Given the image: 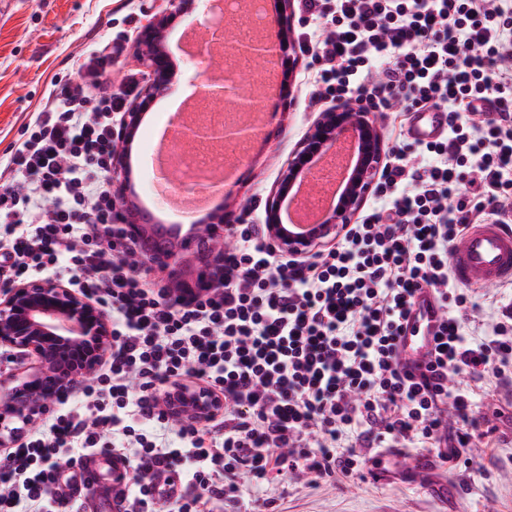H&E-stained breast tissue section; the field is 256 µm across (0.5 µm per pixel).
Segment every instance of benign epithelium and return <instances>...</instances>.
<instances>
[{
    "instance_id": "obj_1",
    "label": "benign epithelium",
    "mask_w": 512,
    "mask_h": 512,
    "mask_svg": "<svg viewBox=\"0 0 512 512\" xmlns=\"http://www.w3.org/2000/svg\"><path fill=\"white\" fill-rule=\"evenodd\" d=\"M165 8L154 15L137 38V54L148 71L149 82L138 100L124 113L121 136L131 140L144 115L155 99L168 93L176 80V72L165 50L167 28L177 19L190 16L188 5L193 0H164ZM277 28L276 38L260 34L241 43H231L225 50L238 57L262 61L273 69L279 64L295 61L293 30L284 12L267 19ZM202 100L209 104L221 100L233 110L251 108V98L240 92V81L225 77L219 84H199ZM261 128L245 125L213 126L209 129H190L185 139L192 143L217 139L225 143L253 140ZM362 142V155L350 181L343 202L319 227L303 235L288 232L282 219V202L300 175L311 169L315 157L329 154L336 143L351 136ZM386 158L383 133L365 105L351 100L321 113L288 160L275 192L265 207L266 231L280 252L286 256H306L336 242V232L351 223L368 197L373 194ZM129 170L123 159L112 165V195L119 201V223L125 226L126 236L141 243L146 238V221L135 211L128 198ZM214 224H199L194 239L198 241L196 259L202 269L196 279L199 288H213L220 276L208 272L209 257L214 253L211 242L225 243L231 237L232 225L224 216L214 217ZM186 239L179 245L159 249L150 246L138 254L141 261L158 266L167 272L168 297L180 300L191 289L182 278L184 256L189 247ZM0 343L22 350L36 358L35 369L8 392L0 391V447L11 448L17 429L5 422L16 419L24 427L33 428L49 410L50 403L75 383L91 377L104 357L112 350V319L104 308L71 288L58 277L15 284L0 299ZM167 413L178 422H203L223 399L189 382L169 384L165 395Z\"/></svg>"
}]
</instances>
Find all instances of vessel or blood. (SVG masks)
<instances>
[{
    "label": "vessel or blood",
    "mask_w": 512,
    "mask_h": 512,
    "mask_svg": "<svg viewBox=\"0 0 512 512\" xmlns=\"http://www.w3.org/2000/svg\"><path fill=\"white\" fill-rule=\"evenodd\" d=\"M448 128L445 112L421 110L412 113L408 124L410 139L429 142L441 137ZM454 280L461 285L492 286L512 281V211L504 221L470 225L468 232L449 251ZM438 301L431 289L420 290L405 332L401 338L399 360L407 369H415L426 358L439 330ZM119 473L113 460L94 457L88 464L90 488L111 483Z\"/></svg>",
    "instance_id": "1"
}]
</instances>
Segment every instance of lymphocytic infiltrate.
<instances>
[{
	"label": "lymphocytic infiltrate",
	"mask_w": 512,
	"mask_h": 512,
	"mask_svg": "<svg viewBox=\"0 0 512 512\" xmlns=\"http://www.w3.org/2000/svg\"><path fill=\"white\" fill-rule=\"evenodd\" d=\"M300 5L319 99L361 98L403 116L440 110L445 135L404 141L374 206L343 225L335 247L287 257L264 227L237 225L222 286L175 302L138 273L115 219L109 174L124 101L104 89L103 52L79 60L0 168V287L72 272L112 313V355L58 396L63 413L0 454V512H80L74 468L91 452L125 463L123 512L159 498L178 512H214L288 471L351 478L360 441L428 447L450 462L485 437L469 388L448 379L512 381V303L498 307L489 336L470 342L462 315L481 290L460 291L448 247L512 207V0ZM426 287L441 325L415 375L396 350ZM185 376L224 399L206 425L172 426L162 408L168 384Z\"/></svg>",
	"instance_id": "lymphocytic-infiltrate-1"
}]
</instances>
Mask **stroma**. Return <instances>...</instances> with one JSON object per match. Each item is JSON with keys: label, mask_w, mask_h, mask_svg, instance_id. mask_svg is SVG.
<instances>
[{"label": "stroma", "mask_w": 512, "mask_h": 512, "mask_svg": "<svg viewBox=\"0 0 512 512\" xmlns=\"http://www.w3.org/2000/svg\"><path fill=\"white\" fill-rule=\"evenodd\" d=\"M161 8L162 0H16L11 10L0 12V161L16 146L22 126L48 102L54 77L75 75L77 59L106 37L124 43L122 54L107 65L113 93H123L131 76L146 84L135 41ZM166 47L185 78L153 102L136 133L128 167L138 194L152 172L157 115L196 111L187 77L214 51L205 30H189L183 22L167 31ZM315 72L310 53L297 48L289 95L272 107L258 100V112L271 118L267 136L246 153L236 196L215 201L212 213L264 222L266 200L289 157L326 108L311 95L309 78ZM475 392L473 410L486 418L491 434L473 440L456 464L442 463L433 451L408 448L392 459L383 483L363 475L344 483L294 471L255 494L265 512H512V384L491 377Z\"/></svg>", "instance_id": "obj_1"}]
</instances>
